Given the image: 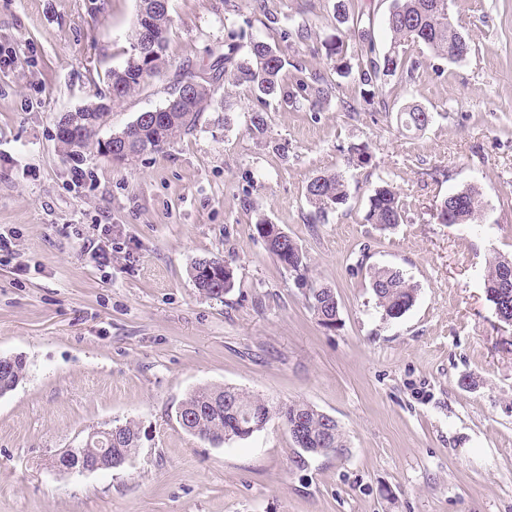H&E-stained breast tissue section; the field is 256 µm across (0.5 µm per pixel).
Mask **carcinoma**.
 Returning <instances> with one entry per match:
<instances>
[{
    "mask_svg": "<svg viewBox=\"0 0 512 512\" xmlns=\"http://www.w3.org/2000/svg\"><path fill=\"white\" fill-rule=\"evenodd\" d=\"M336 22L340 25L352 23L350 35L358 38L365 47V54L358 64L357 76L361 84L383 88L392 77L412 79L414 72L426 64V60L411 59L407 46L422 44L433 59L458 62L471 52L469 37L452 21L448 13V0H393L386 19L389 43L377 47L371 28L363 21L364 12L355 10V0H336ZM149 24L167 35L171 19L169 8L160 7L147 13ZM240 35L228 28L224 52L214 56L210 66L212 77L208 81L191 87V96L180 100L170 99L164 105L165 113L155 119L139 115L128 125L133 137L123 160L147 150L159 152L174 137L197 127L201 112L219 103L224 111L233 108L231 94L218 95L221 88L244 87L257 103L252 109L250 131L256 137L267 131L266 108L271 102L289 104L297 94L312 103H320L330 94L327 80L319 73L311 75V81L300 78L305 72L299 62L291 64L292 76L285 74L287 59L276 46L260 39L247 45L246 57H238ZM166 40L147 53L140 50L127 60L121 69L108 75V89L118 90L117 97L125 98L141 89L146 76L158 71L163 61ZM106 110L89 103L76 110L81 118V138L59 135L57 141L62 155L78 162L92 145L102 148L101 141H93ZM401 128L419 131L433 119L430 112L414 108L397 112ZM307 200L313 208V223L328 217V213L347 200V180L340 173H324L314 176L306 187ZM483 208L479 192L469 187L444 198L437 207V219L443 223L470 224ZM367 221L383 229L395 227L403 221L402 206L397 192L390 186L375 189L369 199ZM272 226L261 218L255 224L256 231L264 240L270 254L277 262L304 286H309L306 301L324 326L336 323L339 313L338 301L333 288L318 285L308 276L307 258L301 248L284 231L270 237L266 228ZM191 275L201 293L210 298H221L235 287L233 270L227 262L217 256L195 261ZM485 289L488 300L506 321H512V258L492 257L486 267ZM369 284L383 316L398 319L414 304L416 288L403 273L393 268H375L370 272ZM25 362L16 357L0 360V394L13 390L24 378ZM278 416L300 421V426L311 444H316L326 434L324 413L306 403L276 405L264 398L251 395L239 388L231 390L223 386L202 387L189 394L176 412L179 425L188 433L209 443L220 446L235 439H245L262 429L266 419ZM121 455L129 458L140 448V430L137 423L125 421L112 427Z\"/></svg>",
    "mask_w": 512,
    "mask_h": 512,
    "instance_id": "cac0c4a2",
    "label": "carcinoma"
}]
</instances>
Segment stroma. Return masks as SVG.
Returning <instances> with one entry per match:
<instances>
[{
	"label": "stroma",
	"instance_id": "35a3bbf8",
	"mask_svg": "<svg viewBox=\"0 0 512 512\" xmlns=\"http://www.w3.org/2000/svg\"><path fill=\"white\" fill-rule=\"evenodd\" d=\"M103 3L0 0V233L16 244L0 258V356L27 362L0 395V512H512V327L484 285L488 259L512 256V0H449L468 57L380 91L336 67L361 57L349 38L331 53L336 0H170L164 66L113 103L98 139L164 106L177 78L207 77L229 21L319 70L330 96L272 105L258 139L239 87L235 112L207 109L162 151L115 164L92 148L75 165L57 121L131 54L138 0ZM292 18L311 26L307 43L284 38ZM407 106L431 123L401 130ZM353 145L369 164L350 163ZM333 172L349 197L313 223L306 185ZM385 183L404 211L388 230L366 220ZM468 187L483 200L475 226L440 223V201ZM261 217L334 288V327L267 251ZM94 244L111 246V267ZM212 256L236 280L219 299L190 276ZM374 267L416 285L401 318L383 319ZM205 385L306 403L337 421L345 448L299 453L277 418L212 446L176 420ZM129 419L141 448L124 466L54 472L61 449Z\"/></svg>",
	"mask_w": 512,
	"mask_h": 512
}]
</instances>
